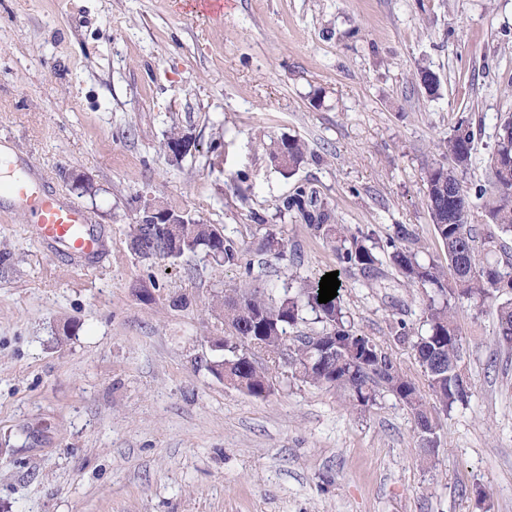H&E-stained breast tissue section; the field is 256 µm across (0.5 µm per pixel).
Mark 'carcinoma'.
Instances as JSON below:
<instances>
[{"instance_id":"cac0c4a2","label":"carcinoma","mask_w":512,"mask_h":512,"mask_svg":"<svg viewBox=\"0 0 512 512\" xmlns=\"http://www.w3.org/2000/svg\"><path fill=\"white\" fill-rule=\"evenodd\" d=\"M475 130L462 117L445 144L446 161H434L425 170L427 205L434 233L443 245L446 263L421 256L419 233L405 225L380 244L363 232L337 223L333 208L318 200L316 192L300 186L285 197L279 211L297 213L308 230L330 244L342 270L360 275L369 287L392 276L409 287L429 288L423 309L425 330L399 317L392 333L400 343H409L427 376L433 403H428L416 384L397 369L394 360L374 340L346 325L341 296L327 303L318 301L320 281H300L296 293L285 290L275 297L263 280L265 256L288 260L293 250L288 239L265 229L263 219L252 236L255 248L229 236H216V227L189 211L161 204L174 224H149L144 209L129 227L131 249L145 261L175 260L199 250L226 269L244 267V278L211 303V311L224 319L227 336L219 340L224 356L208 369L233 387L265 398L271 393L272 370L284 366L305 383L325 386L343 394L351 408L365 410L389 393L402 402L414 420V430L424 459L439 447V413L464 405L472 385L463 371V339L455 322L454 304L468 300L477 307L496 305V339L512 349V259L488 260L500 247V236L512 234V120L498 130L490 158V185L475 193L482 201L486 230L479 235L469 222L471 202L461 175L468 169ZM307 145L298 139H283L270 151L275 167L284 175L304 162ZM253 252L255 258L245 260ZM315 314L322 329L298 334L306 322L305 312Z\"/></svg>"}]
</instances>
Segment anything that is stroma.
<instances>
[{
	"mask_svg": "<svg viewBox=\"0 0 512 512\" xmlns=\"http://www.w3.org/2000/svg\"><path fill=\"white\" fill-rule=\"evenodd\" d=\"M510 116L512 0H224L206 15L183 0H0V148L105 232L83 260L0 198V512H512V351L494 307L456 306L473 396L440 416L427 466L393 396L360 412L285 368L263 399L212 374L224 322L207 306L238 271L202 251L142 261L126 235L140 194L240 240L262 216L296 255L268 262L278 296L337 269L277 210L304 185L339 223L381 242L409 225L440 260L424 170L468 117L462 185H488ZM174 125L199 143L178 163L161 148ZM284 137L310 149L289 177L269 157ZM340 280L353 329L427 391L390 333L396 313L420 322L425 291ZM180 294L191 306L173 307Z\"/></svg>",
	"mask_w": 512,
	"mask_h": 512,
	"instance_id": "1",
	"label": "stroma"
}]
</instances>
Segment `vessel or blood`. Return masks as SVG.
<instances>
[{"label":"vessel or blood","mask_w":512,"mask_h":512,"mask_svg":"<svg viewBox=\"0 0 512 512\" xmlns=\"http://www.w3.org/2000/svg\"><path fill=\"white\" fill-rule=\"evenodd\" d=\"M39 179L0 184V193L30 206L34 214L33 230L42 242L62 245L79 256L92 259L103 250V235L90 217L75 206L61 203L40 193Z\"/></svg>","instance_id":"1"}]
</instances>
